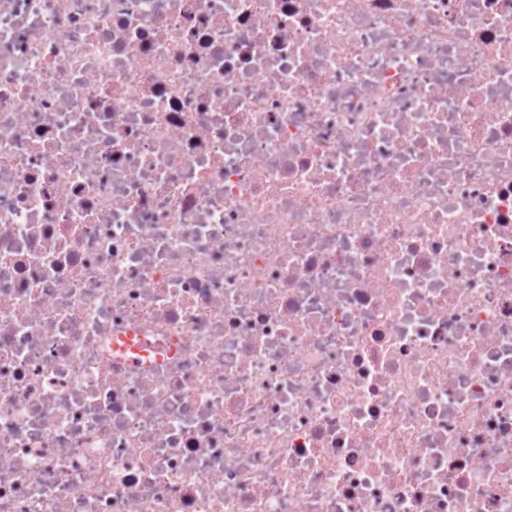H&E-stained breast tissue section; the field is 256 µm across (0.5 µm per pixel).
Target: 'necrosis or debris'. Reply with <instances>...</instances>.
Here are the masks:
<instances>
[{"instance_id":"1","label":"necrosis or debris","mask_w":512,"mask_h":512,"mask_svg":"<svg viewBox=\"0 0 512 512\" xmlns=\"http://www.w3.org/2000/svg\"><path fill=\"white\" fill-rule=\"evenodd\" d=\"M0 512H512V0H0Z\"/></svg>"}]
</instances>
